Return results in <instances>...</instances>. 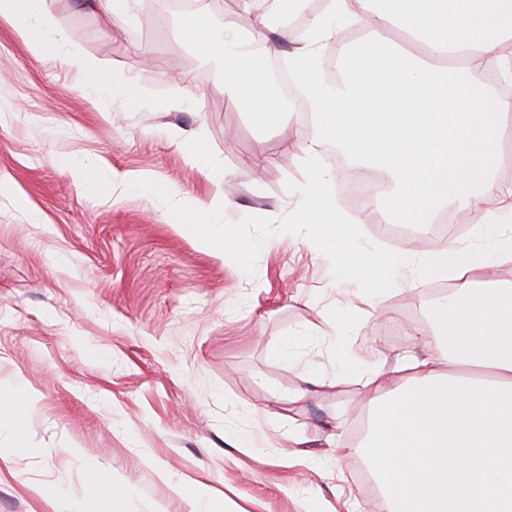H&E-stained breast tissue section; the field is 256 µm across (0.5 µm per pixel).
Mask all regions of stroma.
<instances>
[{
	"instance_id": "35a3bbf8",
	"label": "stroma",
	"mask_w": 512,
	"mask_h": 512,
	"mask_svg": "<svg viewBox=\"0 0 512 512\" xmlns=\"http://www.w3.org/2000/svg\"><path fill=\"white\" fill-rule=\"evenodd\" d=\"M201 9L280 58L293 49L287 29H258L237 0ZM51 12L117 92L88 97L75 68L33 59L0 17V403L10 407L0 448L15 450L0 463V512H52L36 490L54 486L72 512H188L182 490L196 481L216 489L213 512H384L365 459L335 449L337 437L367 431L370 397L339 374L332 320L363 307L365 292L293 222L314 120L259 124L185 35V13L161 2L127 25L91 0H52ZM85 162L111 177V198L68 174ZM157 186L199 203L205 223L226 225L251 252L205 245ZM451 218L469 224L450 208L397 236L373 214L358 227L368 276L381 248H443L434 227ZM447 291L441 281L389 294L390 318L354 323L347 336L351 369L406 351L411 328L428 322L420 298ZM281 346L285 359L272 360ZM308 368L321 382L293 400ZM95 464L126 494L101 484Z\"/></svg>"
}]
</instances>
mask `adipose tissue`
Instances as JSON below:
<instances>
[{
  "label": "adipose tissue",
  "mask_w": 512,
  "mask_h": 512,
  "mask_svg": "<svg viewBox=\"0 0 512 512\" xmlns=\"http://www.w3.org/2000/svg\"><path fill=\"white\" fill-rule=\"evenodd\" d=\"M253 24L271 16L308 12V0H240ZM288 64L303 94L318 109V130L304 143L308 175L296 190L299 223L311 213L335 211L334 174L319 163L339 148L362 175L386 173L376 207L393 224L426 223L431 209L456 200L474 214L469 235L450 239L437 252L408 248L385 255L379 287L367 289L365 308L350 320L373 317L392 290L413 279L448 277L454 288L430 310L432 325L415 331L412 350L392 363L356 370L372 408L364 453L386 512H512V279L496 271L512 265V189L495 170L512 154L504 129L512 121V97L488 94L485 74L512 54V0H323L308 12ZM6 17L32 36V51L72 65L67 36L52 24L49 0H0ZM404 26L423 42L415 61L388 43L387 24ZM376 30L368 45L345 50L348 77L323 78L321 50L343 27ZM186 34L199 50L219 60L224 87L262 124H280L272 108L268 77L235 25L216 33L195 13ZM463 59L460 67L442 57ZM373 85L367 96L362 84ZM309 224L346 262L363 253L354 224ZM350 320L336 323L347 335ZM342 445L343 454H350Z\"/></svg>",
  "instance_id": "obj_1"
}]
</instances>
